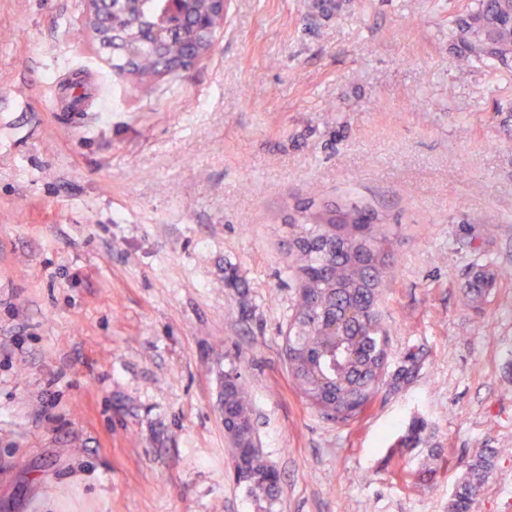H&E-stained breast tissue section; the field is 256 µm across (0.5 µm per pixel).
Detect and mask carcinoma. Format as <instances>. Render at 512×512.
<instances>
[{
    "mask_svg": "<svg viewBox=\"0 0 512 512\" xmlns=\"http://www.w3.org/2000/svg\"><path fill=\"white\" fill-rule=\"evenodd\" d=\"M161 0H109L97 32L122 38L112 48V73L134 76L144 85L161 79L178 81L159 54L180 56L210 39L213 24L208 0H188L174 25L157 27ZM462 67L493 60L512 67V0H476L462 16L453 36ZM288 225L299 229L294 239L298 302L285 336L283 354L302 398L340 423L357 420L383 386L397 389L414 376L418 358H409L390 380L383 376L388 336L378 311V288L390 270L395 242L373 210L350 204L316 208L295 206ZM489 277L475 276L463 298L486 294ZM224 434L239 473L237 483L254 498L259 512H273L281 477L272 472L255 436L253 410L240 368L229 361L220 376ZM496 450L487 449L466 464L448 503V512H472L473 504L494 468Z\"/></svg>",
    "mask_w": 512,
    "mask_h": 512,
    "instance_id": "carcinoma-1",
    "label": "carcinoma"
}]
</instances>
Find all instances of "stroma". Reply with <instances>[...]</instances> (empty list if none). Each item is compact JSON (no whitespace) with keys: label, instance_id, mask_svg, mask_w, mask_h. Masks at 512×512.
Segmentation results:
<instances>
[{"label":"stroma","instance_id":"stroma-1","mask_svg":"<svg viewBox=\"0 0 512 512\" xmlns=\"http://www.w3.org/2000/svg\"><path fill=\"white\" fill-rule=\"evenodd\" d=\"M182 81L113 79L82 0H0V512H256L218 405L241 359L275 512H512V69L455 67L474 0H224ZM112 102L66 109L68 72ZM368 205L397 237L388 374L339 424L295 391L297 202ZM492 274L479 308L461 303ZM430 443L403 445L414 420ZM433 480L411 472L433 461ZM494 448L487 450L466 464V471L448 503V512H472L473 504L494 468Z\"/></svg>","mask_w":512,"mask_h":512}]
</instances>
